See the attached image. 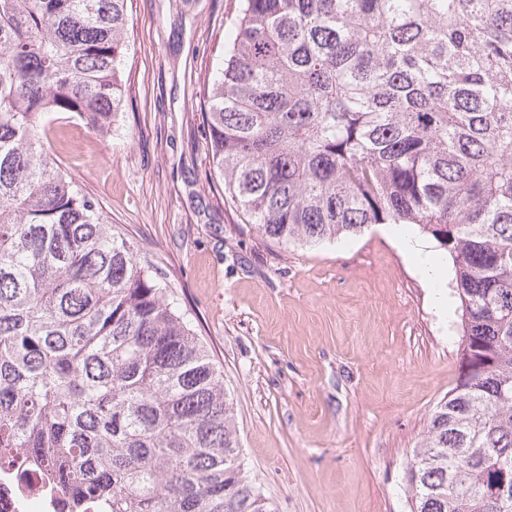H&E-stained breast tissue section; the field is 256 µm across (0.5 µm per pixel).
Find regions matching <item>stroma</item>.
<instances>
[{
	"mask_svg": "<svg viewBox=\"0 0 512 512\" xmlns=\"http://www.w3.org/2000/svg\"><path fill=\"white\" fill-rule=\"evenodd\" d=\"M127 6L114 134L64 117L49 151L168 283L224 376L241 461L277 512H410V452L460 373L452 289L401 250L408 226L287 248L244 223L212 185L201 117L237 0Z\"/></svg>",
	"mask_w": 512,
	"mask_h": 512,
	"instance_id": "35a3bbf8",
	"label": "stroma"
}]
</instances>
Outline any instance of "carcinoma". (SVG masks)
Wrapping results in <instances>:
<instances>
[{"label": "carcinoma", "mask_w": 512, "mask_h": 512, "mask_svg": "<svg viewBox=\"0 0 512 512\" xmlns=\"http://www.w3.org/2000/svg\"><path fill=\"white\" fill-rule=\"evenodd\" d=\"M125 2L0 0V456L67 512H275L210 355L44 144L57 114L112 133ZM202 124L265 237L403 224L451 257L461 371L411 512H512V0H239Z\"/></svg>", "instance_id": "carcinoma-1"}]
</instances>
